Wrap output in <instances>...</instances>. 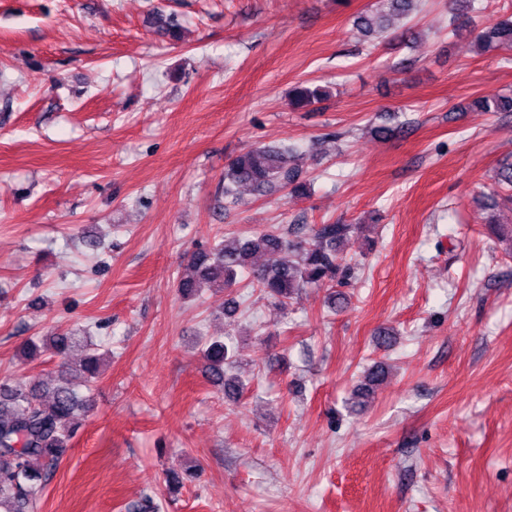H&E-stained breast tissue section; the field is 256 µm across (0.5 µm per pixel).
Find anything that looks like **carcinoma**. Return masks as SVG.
Instances as JSON below:
<instances>
[{
    "mask_svg": "<svg viewBox=\"0 0 512 512\" xmlns=\"http://www.w3.org/2000/svg\"><path fill=\"white\" fill-rule=\"evenodd\" d=\"M475 0H448L453 15V31L458 36L468 32L470 13ZM419 0H382L375 11L356 17V28L368 39L390 35V20L410 18L418 11ZM152 24L163 34L177 39L178 22L163 14L152 17ZM471 48L512 49V17L500 19L481 30L468 43ZM327 91L299 85L290 103L306 108L325 99ZM487 112H512L511 95H493L479 99ZM298 153L290 146H262L230 160L224 169V198H232L240 187L259 194L280 188L304 194L305 183ZM495 184L508 192L512 201V162L503 163L495 176ZM355 224H315L299 228L297 235L270 227L251 238H225L219 243L194 252L188 261L191 274L178 280V291L185 299H197L202 287L229 288L236 283L238 271L250 268L254 287L263 297L281 307L302 288H321L332 282L340 286L355 275V266L343 261L338 246ZM262 252L289 258L271 265L252 266V258ZM44 350L65 357L76 337L56 335L41 338ZM237 350L220 338L205 341L203 356L207 361L210 381L222 388L230 398L238 397L244 383L229 374ZM98 348L88 344V354L81 364L84 387L91 386L97 376ZM69 365H61L54 384L37 381L25 389L0 383V512H35L47 480L59 464L64 448L80 427L79 416L88 399L72 384Z\"/></svg>",
    "mask_w": 512,
    "mask_h": 512,
    "instance_id": "cac0c4a2",
    "label": "carcinoma"
}]
</instances>
